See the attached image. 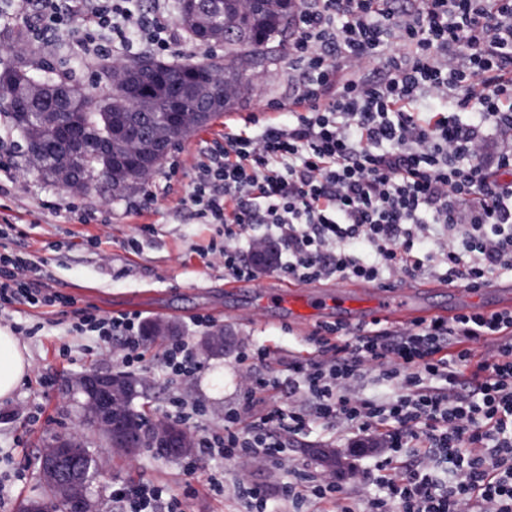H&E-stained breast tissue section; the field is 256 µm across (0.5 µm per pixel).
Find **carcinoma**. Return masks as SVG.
Returning a JSON list of instances; mask_svg holds the SVG:
<instances>
[{
    "label": "carcinoma",
    "mask_w": 512,
    "mask_h": 512,
    "mask_svg": "<svg viewBox=\"0 0 512 512\" xmlns=\"http://www.w3.org/2000/svg\"><path fill=\"white\" fill-rule=\"evenodd\" d=\"M213 13V23L234 30L235 37L224 39V59H206L202 61H158L149 56H139L124 63L115 72L111 67L100 65L101 78L105 91L91 95L72 87L74 96L71 102L77 109L76 118L86 132L89 141L104 143L109 141L111 118L125 111L128 122L136 129L145 131L164 120L169 99L163 93L150 98L148 104L135 100L127 76L135 72L142 82L156 87L155 80L162 82L177 81L181 74L194 69L199 71L197 81L203 84L206 95L211 98L214 109L198 127L207 126L219 113L232 107L241 95V90L250 83L246 61L270 48L275 42H281L294 20L296 10L287 8L285 0H218ZM1 73L9 79L0 81V114L7 118L17 130L27 149L29 160H41L45 167L40 174L64 186L73 181L83 184V189L90 191L100 183L112 184L118 192L137 188L146 177L153 173L163 159L143 160L151 153L149 139L139 136L129 143L112 145V162H107L94 148H85L76 152L67 165L64 174L52 164L47 141L56 137V130L38 126L41 113L49 110L54 92L67 86L64 81L44 80L48 94L43 98H34L29 104V115L25 116L12 107V99L19 93V88L27 81L28 65L23 57H18L6 66Z\"/></svg>",
    "instance_id": "cac0c4a2"
}]
</instances>
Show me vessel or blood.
<instances>
[{
	"label": "vessel or blood",
	"instance_id": "1",
	"mask_svg": "<svg viewBox=\"0 0 512 512\" xmlns=\"http://www.w3.org/2000/svg\"><path fill=\"white\" fill-rule=\"evenodd\" d=\"M425 291L426 287L422 284L407 286L401 288L396 296L390 297L373 288L351 290L340 286L336 289L335 300L330 301L298 289L293 284L286 289H269L264 301L294 319L319 316L332 311L335 312L337 320L357 326L380 317L408 322L416 316L415 304ZM511 303L512 289L494 281L477 290L455 285L448 291V308L441 311L440 316L451 319L472 310L495 312Z\"/></svg>",
	"mask_w": 512,
	"mask_h": 512
}]
</instances>
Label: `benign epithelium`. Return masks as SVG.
<instances>
[{
  "label": "benign epithelium",
  "instance_id": "1",
  "mask_svg": "<svg viewBox=\"0 0 512 512\" xmlns=\"http://www.w3.org/2000/svg\"><path fill=\"white\" fill-rule=\"evenodd\" d=\"M183 17L195 25L199 39L210 43L224 37V31L213 26L201 0H183ZM171 104L166 120L150 131L156 155L169 147L172 136L184 133L178 106L183 96L195 90L190 80L167 86ZM66 388L79 407V425L96 432L103 444L118 449L128 457L148 450L163 460L176 461L189 452L190 444L184 428L176 422L159 421L148 434L132 424V416L122 397L131 390L129 376L123 372H86L66 381ZM82 436L78 433L56 437L43 457L41 476L59 488L67 512H95L90 486L84 468L90 464L85 455Z\"/></svg>",
  "mask_w": 512,
  "mask_h": 512
}]
</instances>
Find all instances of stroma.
<instances>
[{
	"label": "stroma",
	"instance_id": "stroma-1",
	"mask_svg": "<svg viewBox=\"0 0 512 512\" xmlns=\"http://www.w3.org/2000/svg\"><path fill=\"white\" fill-rule=\"evenodd\" d=\"M84 35L78 22L48 35L29 58L31 73L40 79L60 75L82 89L100 92L98 64L84 55ZM275 55V63L251 69L248 88L230 110L172 149L154 172L157 203L139 214L129 205L140 200L141 191L120 194L104 187L85 192L42 178L26 159L24 141L0 118V144L8 149L17 177L8 194L0 195V229L5 232L1 245L35 255L42 263L44 285L74 299L75 307L90 306L105 315L136 311L145 321L176 325L180 336L195 344L213 332L231 337L224 355L198 352L201 370L190 379L168 375L162 368L163 339L145 346L144 403L156 421L170 418L172 403L179 400L200 409V428L221 429L225 407L239 395L238 348L267 346L278 362L306 350V338L314 329L290 319L252 320L249 312L261 303L275 274L252 280L248 298L229 294L223 269L209 266L205 257L211 243L222 238L219 225L197 223L181 203L191 190L193 165L204 144L223 140L226 125L252 114L264 117L271 102L291 94L287 46L277 47ZM69 202L95 212V219L85 224L65 219L61 207ZM72 309L0 308V325L27 330L23 342L32 361L13 399L0 403V480L11 490L0 512H17L21 501L39 493L38 466L45 448L55 436L76 428L64 379L118 367L111 357L99 355L94 337L73 332ZM200 316L208 317L210 326L196 325ZM90 448L100 464L92 484L97 512H117L113 489L140 480L167 484L182 497L185 512H247L246 504L233 496L241 471L234 461L202 462L190 476L181 460L163 461L147 452L130 459L96 442ZM213 476L223 480V494L210 490Z\"/></svg>",
	"mask_w": 512,
	"mask_h": 512
}]
</instances>
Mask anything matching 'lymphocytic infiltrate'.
I'll return each mask as SVG.
<instances>
[{"label":"lymphocytic infiltrate","instance_id":"1","mask_svg":"<svg viewBox=\"0 0 512 512\" xmlns=\"http://www.w3.org/2000/svg\"><path fill=\"white\" fill-rule=\"evenodd\" d=\"M31 34L87 23L86 54L120 65L133 47L164 56L182 36L131 0H6ZM300 70L286 119L233 129L206 147L182 200L220 224L209 263L258 275L240 244L256 224L281 245L276 270L390 287L422 276L477 289L512 275V147L487 155L486 126L512 137V0H303L288 37ZM32 255L0 250V307L66 304ZM77 332L141 369L139 313L74 312ZM484 350H477L476 342ZM308 356L284 365L301 399L281 404L271 351L243 353L224 431L198 438L199 460L287 471L279 499L294 512H512V311H471L401 329L373 323L313 330ZM373 375L393 396L373 397ZM332 424L355 445L373 439L379 473L356 471L361 503L330 476L296 463L288 440ZM123 512H183L164 485L112 492Z\"/></svg>","mask_w":512,"mask_h":512}]
</instances>
